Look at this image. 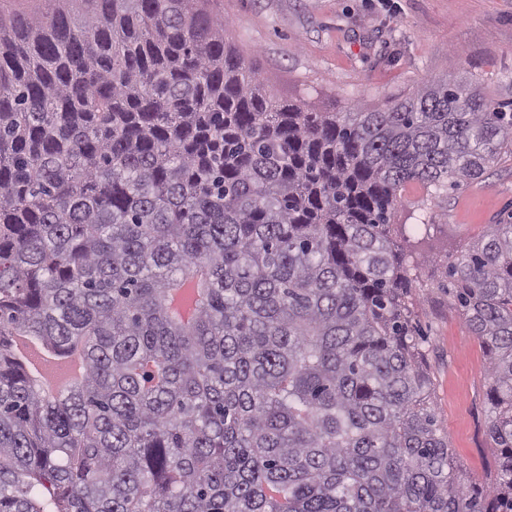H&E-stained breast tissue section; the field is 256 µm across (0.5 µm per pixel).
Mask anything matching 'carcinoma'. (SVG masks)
Returning <instances> with one entry per match:
<instances>
[{"mask_svg":"<svg viewBox=\"0 0 512 512\" xmlns=\"http://www.w3.org/2000/svg\"><path fill=\"white\" fill-rule=\"evenodd\" d=\"M49 2L0 7V512H512V224L444 255L490 354L482 498L409 329L436 257L391 233L512 113L448 82L308 112L216 0ZM16 336L85 377L45 392Z\"/></svg>","mask_w":512,"mask_h":512,"instance_id":"1","label":"carcinoma"}]
</instances>
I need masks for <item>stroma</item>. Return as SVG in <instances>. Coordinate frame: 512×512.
I'll list each match as a JSON object with an SVG mask.
<instances>
[{"label": "stroma", "mask_w": 512, "mask_h": 512, "mask_svg": "<svg viewBox=\"0 0 512 512\" xmlns=\"http://www.w3.org/2000/svg\"><path fill=\"white\" fill-rule=\"evenodd\" d=\"M227 37L256 66L267 90L316 112L368 109L425 83L478 84L497 110L512 113V0H221ZM430 237L457 246L485 225L512 220V156L433 207ZM413 331L429 342L433 404L456 465L475 490L489 480L486 433L489 356L451 308L446 269L424 271Z\"/></svg>", "instance_id": "35a3bbf8"}]
</instances>
